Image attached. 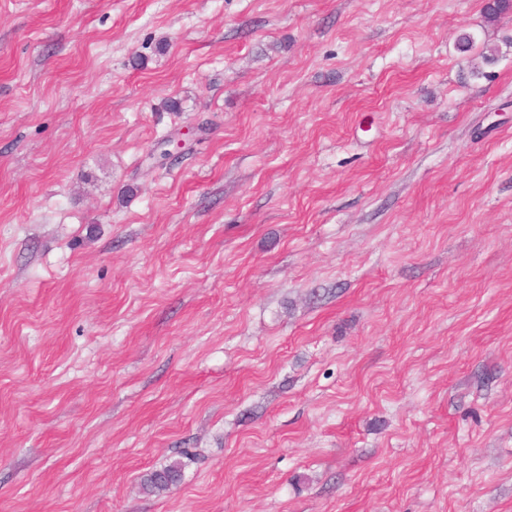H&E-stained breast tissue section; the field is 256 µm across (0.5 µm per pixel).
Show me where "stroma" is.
Segmentation results:
<instances>
[{
  "instance_id": "35a3bbf8",
  "label": "stroma",
  "mask_w": 512,
  "mask_h": 512,
  "mask_svg": "<svg viewBox=\"0 0 512 512\" xmlns=\"http://www.w3.org/2000/svg\"><path fill=\"white\" fill-rule=\"evenodd\" d=\"M485 2L0 0V512H512ZM181 476L178 465H170L160 471L151 473L145 481L146 489L151 492H164L176 483Z\"/></svg>"
}]
</instances>
